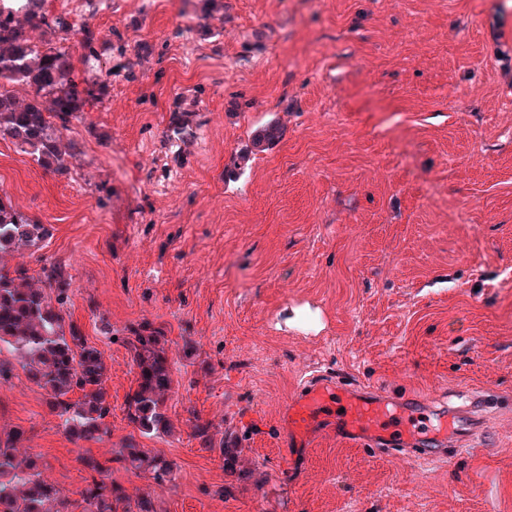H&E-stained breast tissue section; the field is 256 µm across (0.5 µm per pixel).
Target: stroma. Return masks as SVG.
<instances>
[{
	"label": "stroma",
	"instance_id": "35a3bbf8",
	"mask_svg": "<svg viewBox=\"0 0 512 512\" xmlns=\"http://www.w3.org/2000/svg\"><path fill=\"white\" fill-rule=\"evenodd\" d=\"M82 0L102 59L131 70L70 124L71 172L0 137V195L46 224L0 268L72 278L65 319L108 366V436L75 442L22 370L0 383V431L79 504L87 461L156 512H512V78L490 33L512 0ZM210 36H202L201 26ZM191 104L196 139L170 148ZM283 136L239 171L270 123ZM165 330L170 437L139 438L176 479L116 454L136 370L122 342ZM316 369L457 403L494 385L452 467H405L327 436L282 461L281 416ZM234 437L241 469L189 415Z\"/></svg>",
	"mask_w": 512,
	"mask_h": 512
}]
</instances>
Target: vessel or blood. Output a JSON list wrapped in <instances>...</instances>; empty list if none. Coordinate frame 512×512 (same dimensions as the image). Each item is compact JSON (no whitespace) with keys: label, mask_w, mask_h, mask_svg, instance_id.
<instances>
[{"label":"vessel or blood","mask_w":512,"mask_h":512,"mask_svg":"<svg viewBox=\"0 0 512 512\" xmlns=\"http://www.w3.org/2000/svg\"><path fill=\"white\" fill-rule=\"evenodd\" d=\"M494 398V389L486 387L460 408L431 398H398L382 389L363 391L317 373L306 378L288 402L282 454L293 456L333 430L373 455L412 454L431 463L449 462L468 447L481 421L480 410Z\"/></svg>","instance_id":"1"}]
</instances>
